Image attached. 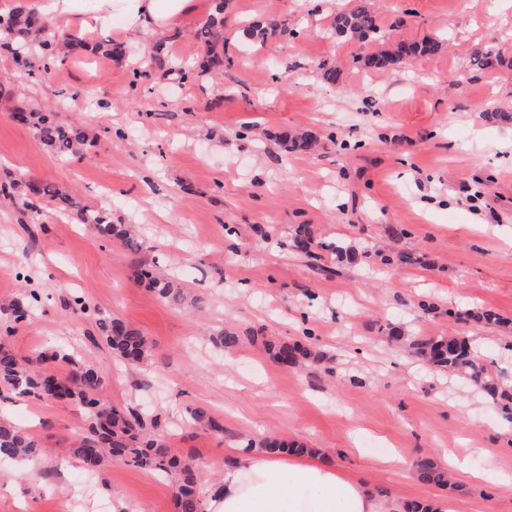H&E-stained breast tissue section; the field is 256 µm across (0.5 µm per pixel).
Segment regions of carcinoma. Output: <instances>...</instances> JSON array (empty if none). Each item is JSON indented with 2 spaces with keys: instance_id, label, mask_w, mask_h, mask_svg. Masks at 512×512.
<instances>
[{
  "instance_id": "obj_1",
  "label": "carcinoma",
  "mask_w": 512,
  "mask_h": 512,
  "mask_svg": "<svg viewBox=\"0 0 512 512\" xmlns=\"http://www.w3.org/2000/svg\"><path fill=\"white\" fill-rule=\"evenodd\" d=\"M224 25V0H214V14L196 32V37L211 47L218 44L217 30ZM278 24L252 22L244 27L243 33L251 43L263 44L270 31ZM0 30L6 34L3 47L7 49L15 63L24 68L32 67V60L43 63V70L65 58L78 49L85 48V42L77 35L59 33L47 21L18 3L6 14H0ZM332 33L351 39L372 37L386 41L382 35L378 17L366 0H349V7L336 14ZM442 46L439 40L422 43H409L400 40L393 46L370 54L362 59L368 69L394 67L416 56L436 53ZM471 65L480 71L492 70L503 65V59L490 50L477 51L471 58ZM26 123L39 135L40 141L58 158L68 159L84 155L91 145L86 135L78 128L66 126L55 120L54 114L43 110H31L26 114ZM319 138L311 133L285 134L279 144L285 152L310 151L318 144ZM28 190L35 199L45 198L62 212L76 206L72 194L49 183H29ZM81 223L91 226L98 237L119 245L137 254L142 244L133 228L126 224L112 223L109 214L102 210L78 209ZM313 244V233L306 224L294 229L293 245L306 253ZM383 264L416 265L421 257L400 252L387 255L376 254ZM140 278L149 282L160 296L176 302L183 299L181 291L167 279L153 274L146 268L140 269ZM98 328L106 345L121 361H140L147 352L148 340L137 329L119 318H100ZM266 353L275 361L292 366L319 361V354L310 347L295 343L269 340L264 343ZM413 353L431 365L450 374L468 377L478 389L493 400L508 399L512 394L485 373L475 361L474 350L463 338L450 336L446 339L419 337L410 343ZM67 366L60 374L55 364ZM105 384L103 373L92 365L78 359L77 355L65 347L39 353L33 358H20L10 348L0 345V386L19 396L37 398L52 397L59 401H75L81 404L87 414L88 427L79 438L71 453L89 472L98 471L108 460L132 462L142 468H151L178 475L174 493L176 512H201V498L196 485L194 465L169 454L163 445L154 439L142 437V413L132 407L118 408L99 398ZM264 447L272 452L307 453L309 449L300 445L288 444L277 437L265 441ZM37 440L13 424L0 419V458L17 459L37 453ZM417 477L426 482L442 484L446 482L444 472L430 462L417 465Z\"/></svg>"
}]
</instances>
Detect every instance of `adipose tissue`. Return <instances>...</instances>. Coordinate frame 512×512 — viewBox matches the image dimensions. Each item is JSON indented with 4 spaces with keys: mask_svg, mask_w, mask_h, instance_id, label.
Instances as JSON below:
<instances>
[{
    "mask_svg": "<svg viewBox=\"0 0 512 512\" xmlns=\"http://www.w3.org/2000/svg\"><path fill=\"white\" fill-rule=\"evenodd\" d=\"M29 7L59 29L72 19L89 28L119 19L125 39L141 44L152 32L175 26L195 10L194 0H29ZM204 512H406L397 499L381 497L373 485L327 464L320 452L283 455L262 448L225 451L218 480L209 483Z\"/></svg>",
    "mask_w": 512,
    "mask_h": 512,
    "instance_id": "ef3b65f1",
    "label": "adipose tissue"
}]
</instances>
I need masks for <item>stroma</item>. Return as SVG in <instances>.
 I'll use <instances>...</instances> for the list:
<instances>
[{
  "label": "stroma",
  "instance_id": "obj_1",
  "mask_svg": "<svg viewBox=\"0 0 512 512\" xmlns=\"http://www.w3.org/2000/svg\"><path fill=\"white\" fill-rule=\"evenodd\" d=\"M200 13L147 36L123 54H72L49 76L16 69L0 50V342L20 357L58 345L107 375L104 399L134 405L151 438L191 460L201 484L218 477L227 448L271 437L328 454L368 476L383 498L448 497L455 512H512V491L479 474L512 476V420L470 381L425 364L413 337L461 336L489 373L512 381V328L486 327L470 311L512 320V0H370L389 37L438 39L440 52L393 69L361 57L378 42L333 38L348 0H226L222 65L194 38ZM253 21L279 23L264 46L244 41ZM492 50L505 61L471 69ZM339 71L330 84L323 65ZM53 109L84 131L78 160L52 155L17 111ZM311 130L325 147L284 153L278 135ZM72 190L78 201L129 224L187 295L161 297L138 278V259L99 239L75 216L37 200L40 221L22 223L25 186ZM322 246L294 250L295 225ZM400 237H392V230ZM357 245L337 264L326 243ZM423 255V266H384L374 253ZM34 299L15 323L11 306ZM110 315L147 337L142 362L113 358L98 335ZM240 338L229 351L212 336ZM310 346L320 361L285 367L270 337ZM224 426L212 433L190 414ZM0 418L24 425L38 457L0 460V512H79L113 495L142 512H173L177 476L111 461L86 475L70 449L87 429L72 402L0 387ZM466 468L449 470L448 451ZM396 450L391 466L378 460ZM430 460L444 486L417 480Z\"/></svg>",
  "mask_w": 512,
  "mask_h": 512
}]
</instances>
